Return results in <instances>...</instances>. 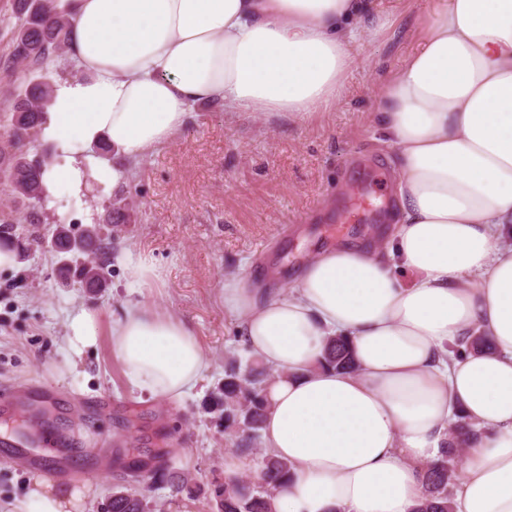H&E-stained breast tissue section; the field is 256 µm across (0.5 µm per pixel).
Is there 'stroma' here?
<instances>
[{
  "label": "stroma",
  "mask_w": 512,
  "mask_h": 512,
  "mask_svg": "<svg viewBox=\"0 0 512 512\" xmlns=\"http://www.w3.org/2000/svg\"><path fill=\"white\" fill-rule=\"evenodd\" d=\"M439 0H369L388 22L377 36L355 23L360 54L335 108L304 120L284 113H191L174 139L133 162L123 195L138 220L118 227L105 288H81L59 274L48 251L0 272V388L52 384L47 411L82 456L56 471L0 463V512L13 507L36 478L86 488L87 512H104L118 482L114 450L150 460L174 447L166 474L143 484L151 512H215L224 458L237 452L203 403L224 380V354L240 321L224 310V283L249 288L295 286L302 266L328 245L370 246L380 228L390 170L377 96L425 32ZM153 255L161 288H131L129 253ZM141 304L189 323L211 369L193 391L172 401L131 391L112 350V328ZM97 314L98 343L81 357L68 350V316ZM186 477L175 492L171 475Z\"/></svg>",
  "instance_id": "stroma-1"
}]
</instances>
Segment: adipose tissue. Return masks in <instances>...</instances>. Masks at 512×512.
<instances>
[{
	"mask_svg": "<svg viewBox=\"0 0 512 512\" xmlns=\"http://www.w3.org/2000/svg\"><path fill=\"white\" fill-rule=\"evenodd\" d=\"M75 75L57 82L43 136L47 197L123 190L129 160L191 112L304 119L342 97L365 0H58ZM395 209L381 246H337L295 288L230 280L224 307L270 368L266 453L288 461L275 512H410L423 475L471 424L452 512H512V0H446L381 85ZM110 143L112 159L92 148ZM412 280H403L400 270ZM487 351H451L469 332ZM128 384L183 398L209 368L184 321L141 306L112 331ZM346 337L352 373L321 366ZM80 488L35 482L18 512H80Z\"/></svg>",
	"mask_w": 512,
	"mask_h": 512,
	"instance_id": "ef3b65f1",
	"label": "adipose tissue"
}]
</instances>
